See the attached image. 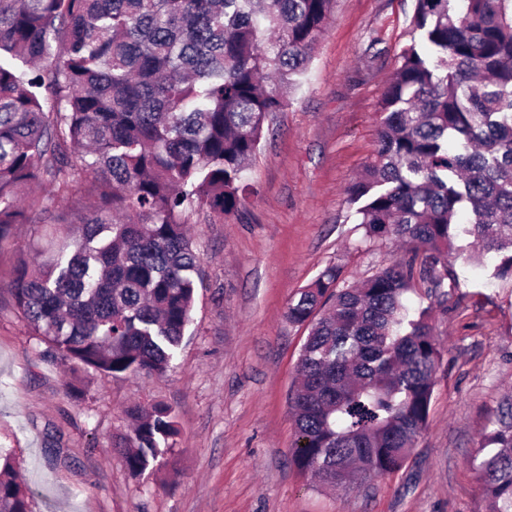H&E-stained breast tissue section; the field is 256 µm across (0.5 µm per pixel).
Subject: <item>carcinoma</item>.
Wrapping results in <instances>:
<instances>
[{
    "label": "carcinoma",
    "instance_id": "obj_1",
    "mask_svg": "<svg viewBox=\"0 0 512 512\" xmlns=\"http://www.w3.org/2000/svg\"><path fill=\"white\" fill-rule=\"evenodd\" d=\"M335 0H0V249L53 206L77 235L11 271L17 309L56 359L114 377L164 374L192 321L193 218L238 209L268 117L311 61ZM373 158L350 185L364 240L409 256L348 284L326 267L287 306L308 336L290 396L293 458L336 488L400 469L425 430L458 221L512 277V0H416ZM113 444L130 474L163 464L164 404ZM487 512H512V400L477 442ZM0 512H29L0 464Z\"/></svg>",
    "mask_w": 512,
    "mask_h": 512
}]
</instances>
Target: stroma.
Masks as SVG:
<instances>
[{
    "label": "stroma",
    "instance_id": "obj_1",
    "mask_svg": "<svg viewBox=\"0 0 512 512\" xmlns=\"http://www.w3.org/2000/svg\"><path fill=\"white\" fill-rule=\"evenodd\" d=\"M415 0H336L334 16L283 111L265 124L248 193L223 221L190 225L203 284L165 375L72 370L17 311L8 271L56 211L19 226L0 251V456L30 489L32 512H485L472 455L512 394V279L485 280L462 255L432 324L442 360L429 422L398 471L332 491L291 460L288 397L307 331L289 299L327 266L370 276L408 247L366 241L347 188L372 156L379 104L417 33ZM172 406L175 446L132 477L112 443L127 410Z\"/></svg>",
    "mask_w": 512,
    "mask_h": 512
}]
</instances>
